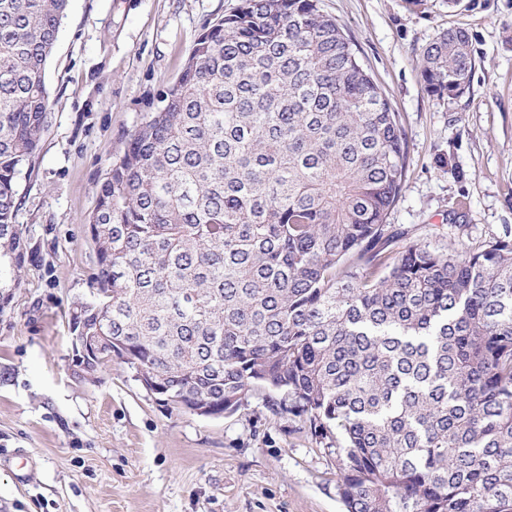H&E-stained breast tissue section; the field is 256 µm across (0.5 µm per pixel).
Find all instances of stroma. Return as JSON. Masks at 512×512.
<instances>
[{
  "mask_svg": "<svg viewBox=\"0 0 512 512\" xmlns=\"http://www.w3.org/2000/svg\"><path fill=\"white\" fill-rule=\"evenodd\" d=\"M239 3L68 2L45 69L49 125L16 179L28 257L0 313V449L33 467L0 465V512H344L335 458L263 395L209 418L157 401L123 363L97 382L72 375L69 313L96 270L84 220L199 34ZM320 5L408 134L390 251L479 249L511 229L512 0H426L421 12L406 0ZM453 27L473 35L477 56L469 91L447 101L422 85L420 52Z\"/></svg>",
  "mask_w": 512,
  "mask_h": 512,
  "instance_id": "stroma-1",
  "label": "stroma"
}]
</instances>
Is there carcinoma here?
I'll list each match as a JSON object with an SVG mask.
<instances>
[{
  "label": "carcinoma",
  "mask_w": 512,
  "mask_h": 512,
  "mask_svg": "<svg viewBox=\"0 0 512 512\" xmlns=\"http://www.w3.org/2000/svg\"><path fill=\"white\" fill-rule=\"evenodd\" d=\"M67 5L0 0V313ZM421 58L431 95L470 89L467 29ZM160 103L86 219L97 273L73 333L126 351L175 406L231 415L258 391L305 418L345 512H512V234L391 254L407 133L319 0H242Z\"/></svg>",
  "instance_id": "1"
}]
</instances>
